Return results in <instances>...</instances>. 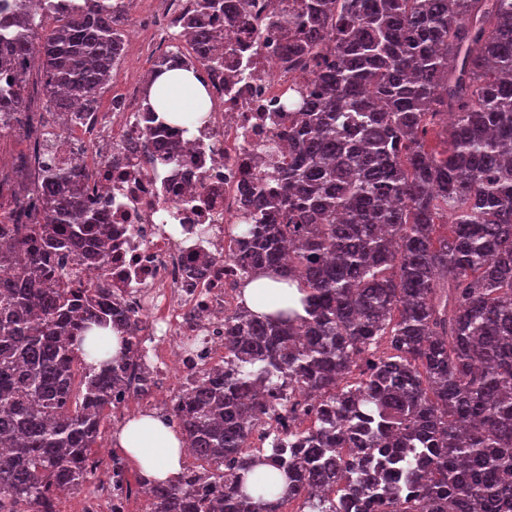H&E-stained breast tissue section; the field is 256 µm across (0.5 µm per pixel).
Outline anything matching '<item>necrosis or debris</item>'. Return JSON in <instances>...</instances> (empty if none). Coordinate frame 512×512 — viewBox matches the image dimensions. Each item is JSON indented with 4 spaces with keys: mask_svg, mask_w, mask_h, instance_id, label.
<instances>
[{
    "mask_svg": "<svg viewBox=\"0 0 512 512\" xmlns=\"http://www.w3.org/2000/svg\"><path fill=\"white\" fill-rule=\"evenodd\" d=\"M193 0H166L156 17L131 19L127 37L152 30L154 52L193 65L210 92L211 108L184 140L181 158L130 150L161 126L139 86L115 96L105 112H88L76 135L57 148L60 162L83 158L92 171L81 190L88 207L112 228L103 248L104 269L83 266L138 322L134 363L112 396L109 419L120 426L139 411L180 424L176 402L224 366V320L238 304L242 269L232 255L238 225L250 220L248 199L256 174L287 167L291 148L280 132L293 89L312 84L310 62L283 48L294 36L296 0H241L239 14L214 21L213 68L196 51L175 48V20ZM93 471L112 473L98 491L111 512H127L150 492L133 481L118 451L99 446Z\"/></svg>",
    "mask_w": 512,
    "mask_h": 512,
    "instance_id": "1",
    "label": "necrosis or debris"
}]
</instances>
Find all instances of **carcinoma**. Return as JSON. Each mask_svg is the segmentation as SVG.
<instances>
[{
  "label": "carcinoma",
  "mask_w": 512,
  "mask_h": 512,
  "mask_svg": "<svg viewBox=\"0 0 512 512\" xmlns=\"http://www.w3.org/2000/svg\"><path fill=\"white\" fill-rule=\"evenodd\" d=\"M224 0L182 24L196 49ZM37 0L0 17V138L27 111L25 62L78 115L117 75L126 10L82 0L42 29ZM288 52L314 62L296 90L267 216L239 227L248 275L288 278L302 297L224 322L227 369L182 398L179 432L215 468L147 483L150 512H512V0H304ZM437 146L428 134L443 115ZM80 163L50 160L14 199L0 252V512H56L54 496L95 476L87 457L133 357L135 325L92 281L65 288L98 232ZM124 334L98 364L93 328ZM83 362L82 389L72 369ZM310 400L314 425L244 452L252 430ZM261 465L283 475L267 492ZM252 488H247V483Z\"/></svg>",
  "instance_id": "obj_1"
}]
</instances>
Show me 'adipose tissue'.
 <instances>
[{"instance_id": "ef3b65f1", "label": "adipose tissue", "mask_w": 512, "mask_h": 512, "mask_svg": "<svg viewBox=\"0 0 512 512\" xmlns=\"http://www.w3.org/2000/svg\"><path fill=\"white\" fill-rule=\"evenodd\" d=\"M151 101L158 111L185 117L198 112L207 95L193 73L177 69L156 79L151 88ZM299 297L297 288L261 273L242 290L245 305L255 313L272 312L287 300ZM117 443L149 480L170 483L182 471L185 443L159 418L147 415L131 418L118 434Z\"/></svg>"}]
</instances>
